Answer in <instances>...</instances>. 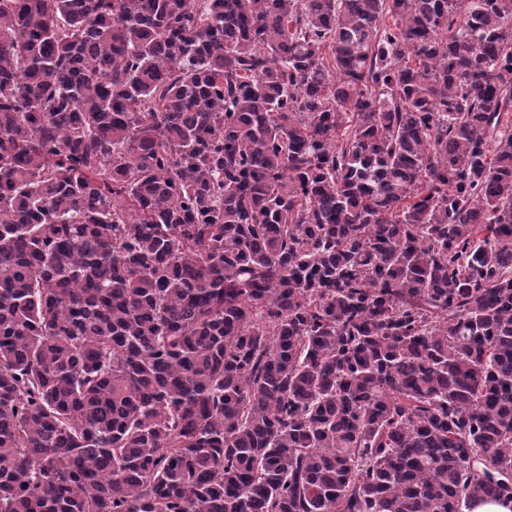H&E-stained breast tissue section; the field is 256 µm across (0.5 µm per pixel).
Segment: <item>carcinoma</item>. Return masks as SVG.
<instances>
[{
	"label": "carcinoma",
	"instance_id": "1",
	"mask_svg": "<svg viewBox=\"0 0 512 512\" xmlns=\"http://www.w3.org/2000/svg\"><path fill=\"white\" fill-rule=\"evenodd\" d=\"M512 500V0H0V512Z\"/></svg>",
	"mask_w": 512,
	"mask_h": 512
}]
</instances>
